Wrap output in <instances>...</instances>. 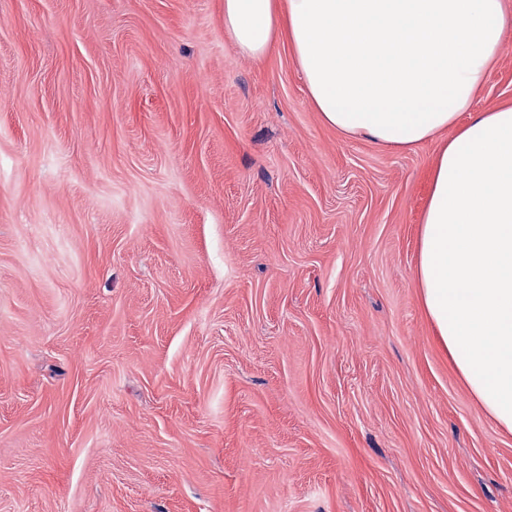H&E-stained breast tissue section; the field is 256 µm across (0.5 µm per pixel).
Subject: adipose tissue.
Returning a JSON list of instances; mask_svg holds the SVG:
<instances>
[{
  "instance_id": "1",
  "label": "adipose tissue",
  "mask_w": 512,
  "mask_h": 512,
  "mask_svg": "<svg viewBox=\"0 0 512 512\" xmlns=\"http://www.w3.org/2000/svg\"><path fill=\"white\" fill-rule=\"evenodd\" d=\"M504 0H224L239 53L289 47L317 112L407 150L441 131L419 300L463 385L512 433V107L457 126L505 43Z\"/></svg>"
}]
</instances>
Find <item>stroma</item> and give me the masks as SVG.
Segmentation results:
<instances>
[{"mask_svg":"<svg viewBox=\"0 0 512 512\" xmlns=\"http://www.w3.org/2000/svg\"><path fill=\"white\" fill-rule=\"evenodd\" d=\"M440 145L326 125L224 0H0V512H512L418 298Z\"/></svg>","mask_w":512,"mask_h":512,"instance_id":"stroma-1","label":"stroma"}]
</instances>
